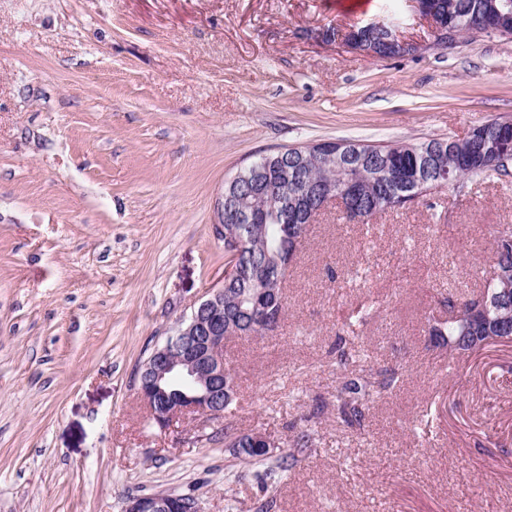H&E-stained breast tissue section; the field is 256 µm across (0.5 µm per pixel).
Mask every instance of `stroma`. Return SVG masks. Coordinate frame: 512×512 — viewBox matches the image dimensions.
I'll list each match as a JSON object with an SVG mask.
<instances>
[{
	"label": "stroma",
	"instance_id": "obj_1",
	"mask_svg": "<svg viewBox=\"0 0 512 512\" xmlns=\"http://www.w3.org/2000/svg\"><path fill=\"white\" fill-rule=\"evenodd\" d=\"M378 18L420 51L320 39ZM512 119V39L433 42L405 0H0V512H123L189 494L257 512V465L224 426L296 459L272 512H512V344L449 355L429 329L481 288L512 178L475 176L367 221L328 204L290 266L288 309L233 339L228 423L154 425L137 371L228 258L224 183L323 141L461 138ZM376 377L336 421L352 310Z\"/></svg>",
	"mask_w": 512,
	"mask_h": 512
}]
</instances>
